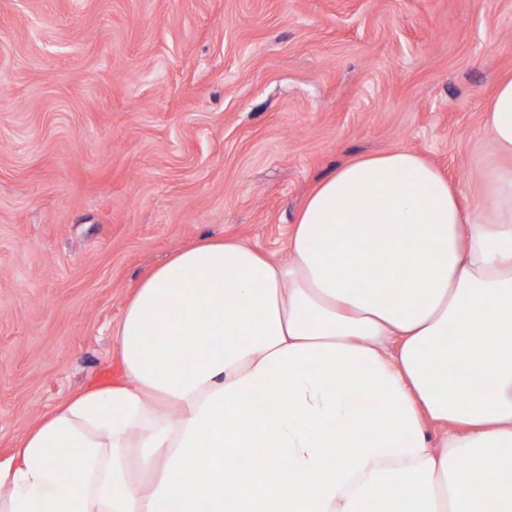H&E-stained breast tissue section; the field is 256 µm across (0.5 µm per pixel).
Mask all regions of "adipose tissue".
Returning a JSON list of instances; mask_svg holds the SVG:
<instances>
[{
	"mask_svg": "<svg viewBox=\"0 0 512 512\" xmlns=\"http://www.w3.org/2000/svg\"><path fill=\"white\" fill-rule=\"evenodd\" d=\"M485 129L512 158V78ZM286 250L202 240L151 271L124 381L42 417L0 512H512V169L469 212L417 153L350 159Z\"/></svg>",
	"mask_w": 512,
	"mask_h": 512,
	"instance_id": "adipose-tissue-1",
	"label": "adipose tissue"
}]
</instances>
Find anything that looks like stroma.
Listing matches in <instances>:
<instances>
[{
	"mask_svg": "<svg viewBox=\"0 0 512 512\" xmlns=\"http://www.w3.org/2000/svg\"><path fill=\"white\" fill-rule=\"evenodd\" d=\"M512 0H0V462L124 378L139 281L202 238L268 258L342 162L512 167L486 106Z\"/></svg>",
	"mask_w": 512,
	"mask_h": 512,
	"instance_id": "stroma-1",
	"label": "stroma"
}]
</instances>
